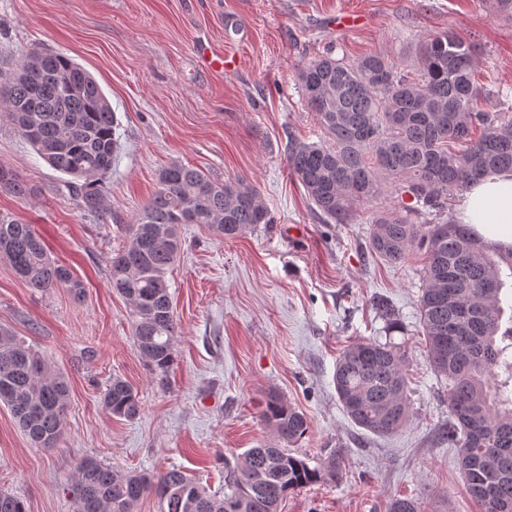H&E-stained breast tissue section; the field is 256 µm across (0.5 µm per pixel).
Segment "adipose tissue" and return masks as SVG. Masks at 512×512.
Segmentation results:
<instances>
[{
	"mask_svg": "<svg viewBox=\"0 0 512 512\" xmlns=\"http://www.w3.org/2000/svg\"><path fill=\"white\" fill-rule=\"evenodd\" d=\"M461 223L485 240L512 246V172L503 171L471 184L464 193Z\"/></svg>",
	"mask_w": 512,
	"mask_h": 512,
	"instance_id": "adipose-tissue-1",
	"label": "adipose tissue"
}]
</instances>
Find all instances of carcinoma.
I'll return each instance as SVG.
<instances>
[{"label":"carcinoma","mask_w":512,"mask_h":512,"mask_svg":"<svg viewBox=\"0 0 512 512\" xmlns=\"http://www.w3.org/2000/svg\"><path fill=\"white\" fill-rule=\"evenodd\" d=\"M420 74L380 55L354 64L322 57L298 74L302 96L328 143L295 141L288 164L309 199L329 222L350 224L365 205L392 195L411 205L373 211L370 251L397 264L414 248L425 250L419 322L434 373L448 380V426L442 435L460 448L468 495L483 512L496 501L512 506V319L503 325L502 267L512 276V249L481 240L468 224L445 218L455 197L486 175L512 171V115L481 108L487 93L474 69V48L446 34L420 42ZM0 112L57 171L72 178L79 207L107 213L105 178L117 151L116 114L95 78L54 52L30 68L23 57L0 85ZM480 135H475V131ZM0 191L23 195L24 182L0 165ZM273 217L253 187L219 182L202 170L171 163L158 174V190L127 226L128 240L114 253L112 291L131 306L136 349L155 372L175 360L178 323L169 270L182 251L181 225L203 224L236 238ZM0 255L12 271L40 291L65 287L80 301L85 289L53 261L31 224L0 212ZM390 332L401 328L390 304L374 302ZM405 350L379 339L346 347L336 360L338 400L353 423L391 435L410 416ZM68 385L63 374L24 338L0 327V403L31 443L44 451L64 435ZM112 415L135 419L138 393L112 379L104 394ZM481 414L487 444L470 440V422ZM277 444L249 448L224 460V493L217 495L179 468L157 474L122 471L86 458L72 482L74 512H137L147 495L158 512H280L288 492L342 478L341 461L329 455L310 466L288 451L310 429L306 415L278 392H268L259 414ZM0 512H27L19 497L0 491ZM388 512H422L411 498H393Z\"/></svg>","instance_id":"cac0c4a2"}]
</instances>
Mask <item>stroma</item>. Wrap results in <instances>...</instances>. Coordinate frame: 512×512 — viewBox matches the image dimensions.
Masks as SVG:
<instances>
[{
  "mask_svg": "<svg viewBox=\"0 0 512 512\" xmlns=\"http://www.w3.org/2000/svg\"><path fill=\"white\" fill-rule=\"evenodd\" d=\"M493 0H0V79L31 52L63 54L87 69L119 120L106 181L110 214L81 210L67 175L52 169L0 114V165L30 188L0 191V212L33 224L53 260L85 286L30 288L0 259V326L25 337L68 381L59 448H34L0 405V490L29 512H73L77 464L120 470L183 469L224 486V459L273 441L260 421L268 391L303 412L308 434L292 446L317 464L343 458V478L288 494L281 512H387L412 497L424 512H480L468 496L460 451L438 431L448 389L428 363L418 306L426 258L391 265L369 249L367 217L325 223L288 167L292 141L325 135L297 72L324 55L353 63L384 55L413 70L416 43L445 33L476 51L481 83L512 103V19ZM350 15L349 28L337 26ZM234 54L232 72L206 70L195 43ZM179 162L221 181L256 187L274 221L226 240L201 224L181 227L184 252L169 273L178 322L175 360L152 372L137 351L128 303L113 293L109 259L125 227ZM386 297L401 323L390 334L372 305ZM392 339L408 356L411 412L397 433L356 426L334 386L336 357L367 338ZM137 391L141 413L113 416V378Z\"/></svg>",
  "mask_w": 512,
  "mask_h": 512,
  "instance_id": "1",
  "label": "stroma"
}]
</instances>
